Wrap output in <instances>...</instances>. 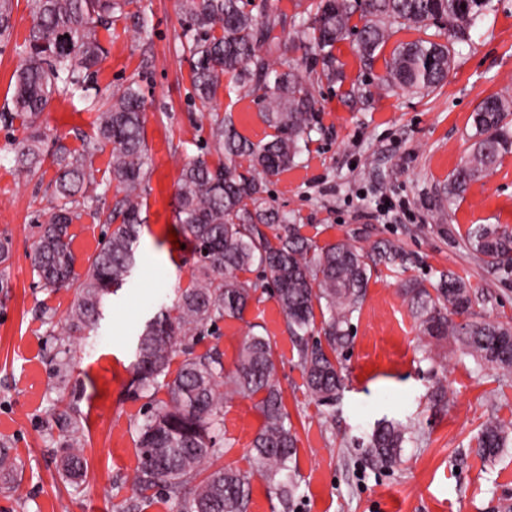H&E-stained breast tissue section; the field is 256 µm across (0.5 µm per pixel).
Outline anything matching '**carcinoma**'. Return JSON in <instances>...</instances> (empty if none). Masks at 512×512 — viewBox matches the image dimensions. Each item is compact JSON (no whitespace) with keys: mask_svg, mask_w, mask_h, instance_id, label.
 I'll list each match as a JSON object with an SVG mask.
<instances>
[{"mask_svg":"<svg viewBox=\"0 0 512 512\" xmlns=\"http://www.w3.org/2000/svg\"><path fill=\"white\" fill-rule=\"evenodd\" d=\"M132 0H35L33 24L19 45L24 66L15 78L10 119L18 118L27 135L17 143L16 165L29 172L45 161L37 119L56 95L78 97L97 112L93 140L81 150L58 144L54 205L40 225L31 261L42 287L74 289L75 299L61 323V340L98 328L103 306L133 275L135 245L142 224L149 156L144 134V98L138 83L116 86L105 104L87 95L93 68L105 53L97 28ZM12 0H0V37L10 35ZM487 0H316L312 10L293 18V26L314 50L321 65L316 81L341 82L344 72L336 44L356 36L364 67H373L395 25L421 36L398 44L385 61L376 89L429 93L448 78L451 51L468 39ZM246 9L243 0H179L182 37L191 60L195 96L208 103L230 77L228 91L261 92L260 117L275 134L256 144L236 128L232 116L214 114L209 139L224 162H186L177 185L176 218L193 245L191 285L179 288L171 304L146 322L137 336L133 363L136 392L147 399L136 424L138 465L134 476L137 503L151 502L152 492L176 502V512H247L257 475L270 495L289 512L299 488L297 439L282 404L270 337L248 332L234 370L224 369L215 349L195 347L217 334L224 319H240L256 298L259 285L240 277L261 268L297 348L298 365L310 398L335 408L342 398L344 362L351 345L352 319L361 310L371 272L378 266L400 271L406 254L392 243L366 251L344 238L323 246L301 233L288 214L263 196L262 177L297 165L314 129L317 100L289 53L296 45L271 35L268 0ZM359 24L352 23L353 17ZM277 54L279 67L270 55ZM472 143L448 179V200L462 196L469 184L489 174L512 153V97L491 95L472 114ZM112 145L109 183L114 203L101 206L96 193L93 156ZM90 216L111 227L83 274L75 272L69 227ZM469 248L491 267L512 273V231L495 224H473ZM422 335L450 340L459 360L470 358L479 371L512 380V323L472 317L476 292L450 272L428 289L408 281L401 289ZM462 316L457 322L454 317ZM176 370H171L173 362ZM259 397L264 422L251 442L253 470L218 465L223 456L224 392ZM165 392L167 399L158 398ZM413 422L376 425L364 448L381 467L398 462L402 448L419 440ZM481 457L492 460L512 447V429L492 415L477 437ZM74 438L61 458L65 476L81 475L84 464Z\"/></svg>","mask_w":512,"mask_h":512,"instance_id":"carcinoma-1","label":"carcinoma"}]
</instances>
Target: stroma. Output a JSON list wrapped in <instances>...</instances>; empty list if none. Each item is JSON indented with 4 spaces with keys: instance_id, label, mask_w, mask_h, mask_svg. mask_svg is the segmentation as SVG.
<instances>
[{
    "instance_id": "35a3bbf8",
    "label": "stroma",
    "mask_w": 512,
    "mask_h": 512,
    "mask_svg": "<svg viewBox=\"0 0 512 512\" xmlns=\"http://www.w3.org/2000/svg\"><path fill=\"white\" fill-rule=\"evenodd\" d=\"M33 0H13L8 39H0V115L11 111L12 76L24 63L16 51L32 23ZM144 18L138 28L136 18ZM183 18L177 0H135L126 14L100 29L105 56L89 93L106 101L115 84L138 80L145 96L149 178L137 267L104 310L96 335L57 340L55 331L72 292L41 287L29 253L37 226L49 215L56 169L18 170L13 145L25 131L0 118V236L12 240L0 263V444L22 465L15 492L0 493V512H126L138 464L134 423L144 404L130 388L136 334L175 287H187L191 248L173 247L177 179L192 158L217 165L208 142L211 112L231 116L253 142L271 130L251 96L219 90L202 109L181 51ZM443 87L419 96L375 92L367 107L352 102V83L383 74V61L366 72L353 40L338 43L345 82L316 85L317 124L297 167L267 178L271 203L291 214L304 235L325 244L352 237L358 246H400L403 271L377 267L353 320L346 389L336 411L317 405L305 389L297 351L271 293L251 302L243 319L221 323L199 351L218 348L233 369L248 331L271 336L283 404L297 435L300 475L293 512H507L512 507V450L488 461L476 436L492 415L512 427V381L474 371L442 343L437 361L424 359L399 283L435 285L452 272L481 297L476 317L512 321V275L488 269L469 249L474 224L512 229V154L449 202L448 177L474 132L472 114L492 94L512 95V0H491L470 39L454 46ZM94 113L83 102L54 97L38 119L43 149L80 148L94 136ZM394 203L381 209L382 197ZM413 419L422 436L399 464L380 468L356 448L355 436L377 420ZM263 417L255 400L228 396L224 436L233 443L222 464L247 471L250 444ZM77 434L84 474L62 478L59 462L68 434Z\"/></svg>"
}]
</instances>
